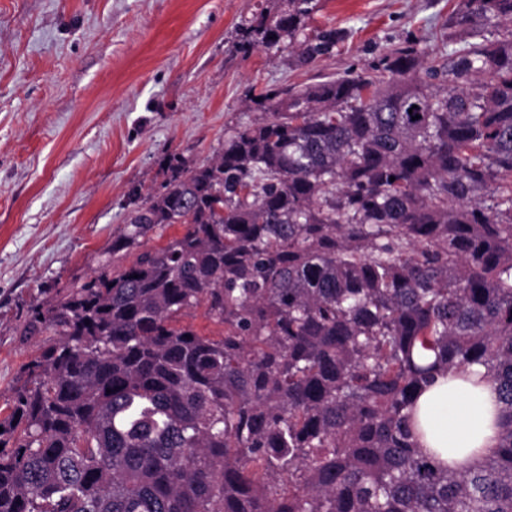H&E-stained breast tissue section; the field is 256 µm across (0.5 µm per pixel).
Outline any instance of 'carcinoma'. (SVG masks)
Masks as SVG:
<instances>
[{
  "instance_id": "carcinoma-1",
  "label": "carcinoma",
  "mask_w": 512,
  "mask_h": 512,
  "mask_svg": "<svg viewBox=\"0 0 512 512\" xmlns=\"http://www.w3.org/2000/svg\"><path fill=\"white\" fill-rule=\"evenodd\" d=\"M315 9L235 49L311 64ZM442 29L446 53L260 92L214 159L132 192L103 270L33 311L58 341L0 420V512H512V0ZM200 306L223 336L179 325ZM474 366L499 445L455 472L413 402Z\"/></svg>"
}]
</instances>
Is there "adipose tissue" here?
<instances>
[{"mask_svg": "<svg viewBox=\"0 0 512 512\" xmlns=\"http://www.w3.org/2000/svg\"><path fill=\"white\" fill-rule=\"evenodd\" d=\"M499 413L495 385L477 375L438 377L414 403L421 446L457 471L467 469L496 447Z\"/></svg>", "mask_w": 512, "mask_h": 512, "instance_id": "adipose-tissue-1", "label": "adipose tissue"}]
</instances>
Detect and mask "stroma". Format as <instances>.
<instances>
[{"instance_id":"stroma-1","label":"stroma","mask_w":512,"mask_h":512,"mask_svg":"<svg viewBox=\"0 0 512 512\" xmlns=\"http://www.w3.org/2000/svg\"><path fill=\"white\" fill-rule=\"evenodd\" d=\"M282 0H0V418L54 343L33 307L96 275L133 189L161 163L213 158L264 90L372 71L395 47L442 49L448 0H318L307 35L344 32L308 66L234 51Z\"/></svg>"}]
</instances>
